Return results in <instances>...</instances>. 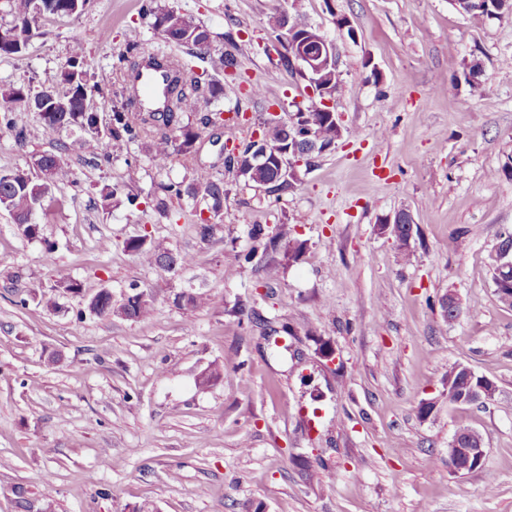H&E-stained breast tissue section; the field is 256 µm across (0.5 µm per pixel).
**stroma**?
Listing matches in <instances>:
<instances>
[{"label":"stroma","mask_w":512,"mask_h":512,"mask_svg":"<svg viewBox=\"0 0 512 512\" xmlns=\"http://www.w3.org/2000/svg\"><path fill=\"white\" fill-rule=\"evenodd\" d=\"M171 8L208 30L207 48L158 35L152 13ZM284 10L336 45L343 136L294 188L269 193L238 179L229 156L269 113L308 104L275 49ZM35 26L25 50L0 57V87L43 90L77 46L103 115L138 110L125 78L150 55L207 83L223 79L229 54L238 79L178 114L199 137L163 169L141 138L111 143L105 160L79 132L39 133L36 113L0 123V172L62 146L72 158L37 214L41 238L0 209V512H512V308L488 260L512 231V12L477 20L451 0H89ZM18 128L32 130L26 143ZM197 168L224 185L207 239L200 206L161 190ZM401 210L414 219L408 261L379 229ZM255 226L287 227L303 253L285 260L251 240ZM143 235L191 263H143L125 248ZM250 248L253 262L238 265ZM134 287L154 298L149 320L88 313L101 289L117 304ZM185 292L208 302L176 305ZM448 292L461 300L452 322L439 306ZM454 362L492 380L494 399L449 404ZM215 364L223 378L199 387ZM461 426L486 457L456 476L448 446Z\"/></svg>","instance_id":"obj_1"}]
</instances>
